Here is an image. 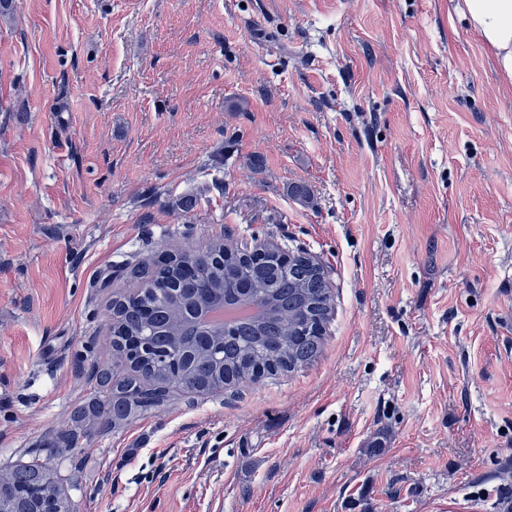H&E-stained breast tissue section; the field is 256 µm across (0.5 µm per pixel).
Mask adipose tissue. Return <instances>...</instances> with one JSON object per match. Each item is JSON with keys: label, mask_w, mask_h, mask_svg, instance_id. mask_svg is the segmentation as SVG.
Wrapping results in <instances>:
<instances>
[{"label": "adipose tissue", "mask_w": 512, "mask_h": 512, "mask_svg": "<svg viewBox=\"0 0 512 512\" xmlns=\"http://www.w3.org/2000/svg\"><path fill=\"white\" fill-rule=\"evenodd\" d=\"M456 10L494 55L502 79L512 84V0H458Z\"/></svg>", "instance_id": "ef3b65f1"}]
</instances>
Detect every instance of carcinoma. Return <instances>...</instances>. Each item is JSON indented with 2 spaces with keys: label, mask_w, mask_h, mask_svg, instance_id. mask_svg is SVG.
<instances>
[{
  "label": "carcinoma",
  "mask_w": 512,
  "mask_h": 512,
  "mask_svg": "<svg viewBox=\"0 0 512 512\" xmlns=\"http://www.w3.org/2000/svg\"><path fill=\"white\" fill-rule=\"evenodd\" d=\"M128 275V290L110 301L109 348L122 369L89 364L86 380L94 396L50 438L49 457L38 453L0 476V512H72L61 488L60 460L88 429L104 433L135 410L155 411L177 388L222 393L255 381L258 365L275 363L292 372L323 351L324 336L303 335V325L307 320L326 324L332 296L324 271L303 251L289 265H258L252 253L226 252L224 242L217 241L205 251L183 250L169 263H139ZM241 279L250 282L258 313L234 323L232 332L213 326L210 339L199 344L200 322L175 321L185 295L220 307L238 302L235 284Z\"/></svg>",
  "instance_id": "cac0c4a2"
}]
</instances>
